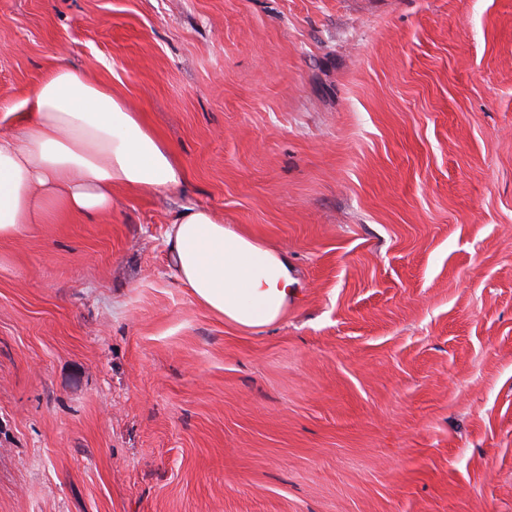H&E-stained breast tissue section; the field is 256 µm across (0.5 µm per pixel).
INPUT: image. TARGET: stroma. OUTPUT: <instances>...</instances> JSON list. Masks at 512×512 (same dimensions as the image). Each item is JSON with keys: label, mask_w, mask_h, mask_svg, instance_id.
Listing matches in <instances>:
<instances>
[{"label": "stroma", "mask_w": 512, "mask_h": 512, "mask_svg": "<svg viewBox=\"0 0 512 512\" xmlns=\"http://www.w3.org/2000/svg\"><path fill=\"white\" fill-rule=\"evenodd\" d=\"M58 60L186 182L0 241V512H512V0H0V135ZM186 206L279 321L196 302ZM167 245L179 280L214 315L243 329L273 324L298 284L285 252L225 224L202 207H184Z\"/></svg>", "instance_id": "35a3bbf8"}]
</instances>
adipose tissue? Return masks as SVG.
Listing matches in <instances>:
<instances>
[{
	"mask_svg": "<svg viewBox=\"0 0 512 512\" xmlns=\"http://www.w3.org/2000/svg\"><path fill=\"white\" fill-rule=\"evenodd\" d=\"M24 128L0 136V241L31 224L112 210L117 188L178 189L185 172L170 148L110 84L60 61L24 101ZM179 280L214 315L244 329L273 324L296 294L285 252L186 207L167 235Z\"/></svg>",
	"mask_w": 512,
	"mask_h": 512,
	"instance_id": "obj_1",
	"label": "adipose tissue"
}]
</instances>
